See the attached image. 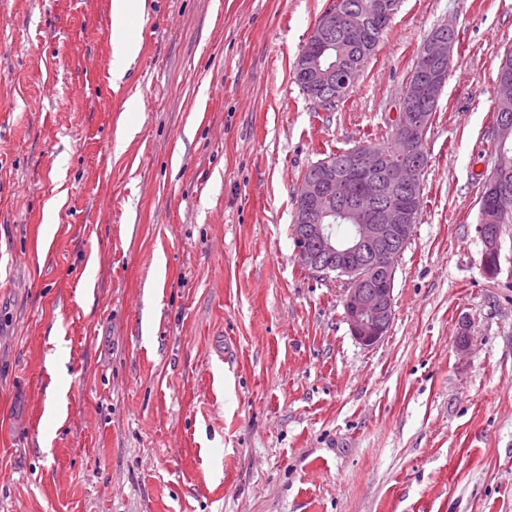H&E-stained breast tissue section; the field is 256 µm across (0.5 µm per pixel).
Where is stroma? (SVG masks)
Instances as JSON below:
<instances>
[{
    "mask_svg": "<svg viewBox=\"0 0 512 512\" xmlns=\"http://www.w3.org/2000/svg\"><path fill=\"white\" fill-rule=\"evenodd\" d=\"M111 2L0 0V512H512V224L493 278L477 232L512 0H400L330 112L293 67L331 0H137L118 76ZM448 23L367 348L295 192L385 142ZM453 45V27L444 25L433 32L417 52L411 69L414 82L410 84V78L407 80L393 124L394 130L402 135L404 143L416 140L421 126L418 125L414 112H404L403 103L408 96L409 102L415 106L420 98L434 94L445 86L448 79V61L453 58Z\"/></svg>",
    "mask_w": 512,
    "mask_h": 512,
    "instance_id": "stroma-1",
    "label": "stroma"
}]
</instances>
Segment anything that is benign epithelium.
Here are the masks:
<instances>
[{
	"label": "benign epithelium",
	"instance_id": "7a95c632",
	"mask_svg": "<svg viewBox=\"0 0 512 512\" xmlns=\"http://www.w3.org/2000/svg\"><path fill=\"white\" fill-rule=\"evenodd\" d=\"M366 24L353 10L340 13L326 9L313 27L309 39L320 41L318 50L298 55L294 72L309 90L316 105L336 101L341 87L336 84V65L321 63V55L336 49L338 30L362 33ZM453 27L444 25L432 33L417 52L412 67L413 83L405 86L410 103L443 88L448 79V61L453 58ZM394 130L409 143L418 138L421 126L416 115L399 107ZM319 177L301 183L295 200L294 227L299 246L294 249L298 263L317 275L336 273L342 278L345 319L354 339L373 347L387 335L393 317L394 280L402 251L396 240L410 233L412 225L403 223L400 205L391 200L370 202L371 171L362 166L347 174L350 181L365 187V195L350 200L348 218L352 221L348 238L338 241L331 235L334 211L325 198L336 189V169L332 162H317ZM390 184L411 188L418 178V162L402 161L388 169ZM486 193L481 210L504 214L512 210V192L497 170L485 181ZM483 244V257L499 254L498 232L491 224L477 225Z\"/></svg>",
	"mask_w": 512,
	"mask_h": 512
}]
</instances>
